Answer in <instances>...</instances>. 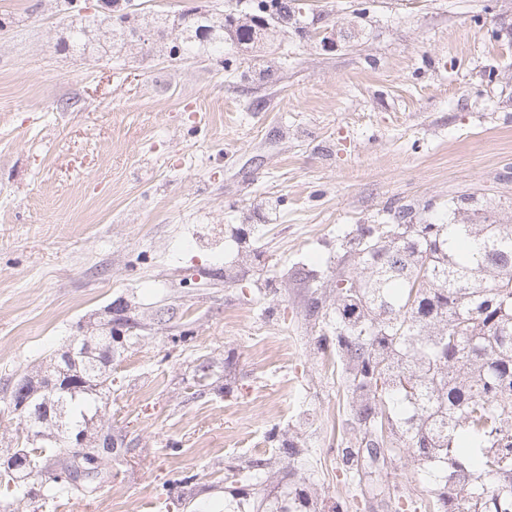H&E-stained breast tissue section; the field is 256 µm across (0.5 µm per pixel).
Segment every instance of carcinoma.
Instances as JSON below:
<instances>
[{
    "label": "carcinoma",
    "instance_id": "1",
    "mask_svg": "<svg viewBox=\"0 0 512 512\" xmlns=\"http://www.w3.org/2000/svg\"><path fill=\"white\" fill-rule=\"evenodd\" d=\"M74 0H63L71 18V51L86 37L74 19ZM257 10L286 29L294 0H258ZM189 37L182 55L204 50L224 55V27L198 12L179 14ZM110 48L129 42L139 24L117 16ZM336 267L320 284L335 293L333 306L311 303L307 316L335 340L336 365L347 390L348 425L355 443L346 461L386 462L404 448L431 486L429 512H512V224H359L340 244ZM104 370L84 369L87 386L34 408L56 415L67 429L87 428L107 406ZM99 389H93V386ZM0 464L25 465L46 474L38 484L4 482L12 503L59 508L73 493L95 495L111 474L70 455L66 433L49 448L23 447ZM88 469L81 485L73 474ZM307 512L308 494L288 473L287 493L259 505L228 502L224 512Z\"/></svg>",
    "mask_w": 512,
    "mask_h": 512
}]
</instances>
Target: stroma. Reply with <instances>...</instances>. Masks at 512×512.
Instances as JSON below:
<instances>
[{
    "mask_svg": "<svg viewBox=\"0 0 512 512\" xmlns=\"http://www.w3.org/2000/svg\"><path fill=\"white\" fill-rule=\"evenodd\" d=\"M57 3L0 0V448L21 376L80 324L131 320L103 411L129 450L69 512H224L292 471L316 512H405L427 489L405 450L391 498L349 478L344 388L305 308L331 303L312 277L356 225L512 224V0H297L263 52L220 60L61 51ZM256 458L261 479L231 476Z\"/></svg>",
    "mask_w": 512,
    "mask_h": 512,
    "instance_id": "1",
    "label": "stroma"
}]
</instances>
